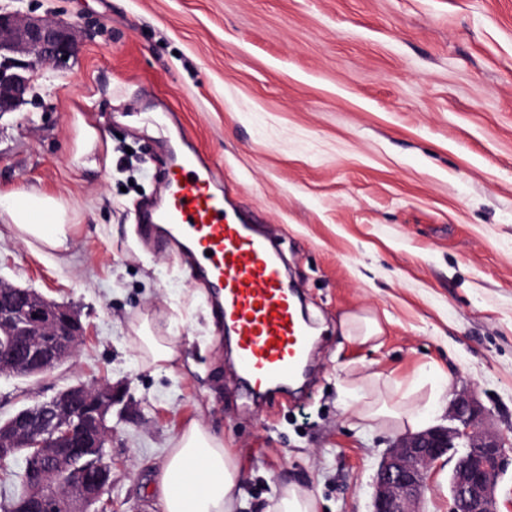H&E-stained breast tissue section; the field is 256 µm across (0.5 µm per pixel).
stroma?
I'll return each mask as SVG.
<instances>
[{
  "instance_id": "stroma-1",
  "label": "stroma",
  "mask_w": 512,
  "mask_h": 512,
  "mask_svg": "<svg viewBox=\"0 0 512 512\" xmlns=\"http://www.w3.org/2000/svg\"><path fill=\"white\" fill-rule=\"evenodd\" d=\"M78 24L65 68L0 115V195L67 204L57 257L0 233V279L70 307L75 357L38 378L0 374V419L83 381L121 397L108 424L107 512H162L154 492L191 421L243 473L236 512L305 485L320 512H371L398 437L345 413L348 371L417 384L420 428L462 392L512 454V0H0ZM96 167L76 158L82 126ZM197 147L225 199L271 235L317 330L305 399L240 387L194 270L148 242L138 209ZM378 314L379 346L347 341ZM171 337L145 364L132 326ZM341 327L347 340L362 345L374 344L384 333L379 318L373 313L345 314Z\"/></svg>"
}]
</instances>
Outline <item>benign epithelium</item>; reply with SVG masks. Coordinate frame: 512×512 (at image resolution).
<instances>
[{
	"instance_id": "1",
	"label": "benign epithelium",
	"mask_w": 512,
	"mask_h": 512,
	"mask_svg": "<svg viewBox=\"0 0 512 512\" xmlns=\"http://www.w3.org/2000/svg\"><path fill=\"white\" fill-rule=\"evenodd\" d=\"M77 44L70 22L1 11L0 114L26 101L35 64L63 67ZM83 336L69 307L0 280V372L41 376L71 359ZM114 401L112 384L79 382L0 420V458L24 454L25 479L10 512H90L111 483L104 448ZM452 417L459 427L435 426L395 439L376 472L372 512H419L427 479L444 459L454 462L449 512H497L505 448L481 430V410L470 395L456 397Z\"/></svg>"
}]
</instances>
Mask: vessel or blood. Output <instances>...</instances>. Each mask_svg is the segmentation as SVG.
<instances>
[{
	"label": "vessel or blood",
	"mask_w": 512,
	"mask_h": 512,
	"mask_svg": "<svg viewBox=\"0 0 512 512\" xmlns=\"http://www.w3.org/2000/svg\"><path fill=\"white\" fill-rule=\"evenodd\" d=\"M164 181V205L147 206L141 219L177 245L210 288L213 318L235 338L244 384L267 395L300 374L311 343L271 241L226 207L199 152L183 155Z\"/></svg>",
	"instance_id": "obj_1"
}]
</instances>
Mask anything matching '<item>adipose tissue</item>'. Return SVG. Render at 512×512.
Instances as JSON below:
<instances>
[{
  "label": "adipose tissue",
  "mask_w": 512,
  "mask_h": 512,
  "mask_svg": "<svg viewBox=\"0 0 512 512\" xmlns=\"http://www.w3.org/2000/svg\"><path fill=\"white\" fill-rule=\"evenodd\" d=\"M0 221L29 248L49 255L68 251L73 226L63 202L45 193L16 191L0 196ZM134 346L141 358L157 366L170 363L175 349L169 337L155 335L149 318L134 326ZM350 411L361 421L416 426L412 386L379 372L348 380ZM242 474L223 438L194 422L173 440L156 484L163 512H235Z\"/></svg>",
  "instance_id": "obj_1"
}]
</instances>
